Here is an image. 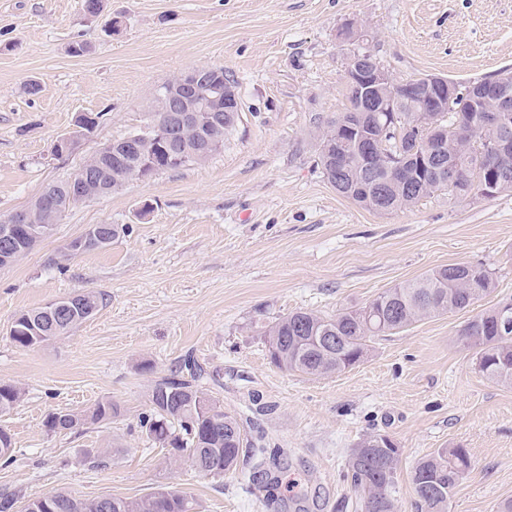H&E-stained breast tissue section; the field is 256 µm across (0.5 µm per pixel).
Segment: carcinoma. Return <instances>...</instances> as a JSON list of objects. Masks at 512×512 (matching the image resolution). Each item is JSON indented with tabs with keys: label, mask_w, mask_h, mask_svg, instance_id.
Instances as JSON below:
<instances>
[{
	"label": "carcinoma",
	"mask_w": 512,
	"mask_h": 512,
	"mask_svg": "<svg viewBox=\"0 0 512 512\" xmlns=\"http://www.w3.org/2000/svg\"><path fill=\"white\" fill-rule=\"evenodd\" d=\"M230 81L224 67H214L208 82L194 92L192 102L207 119L209 99L216 96L213 84ZM410 78L395 80L386 95L395 103L392 112H360L351 93H346L344 111L322 119L315 126L317 165L328 184L342 197L357 206L381 215L409 209L422 198L437 191L448 192V199L484 197L481 185L495 183V193L512 192V153L497 154L494 141L512 139L509 128L488 130L476 128V116L498 106L490 97L480 103L470 101V85L460 86V96L448 104L445 112H431L427 134L448 127L453 131L441 140L443 154L421 169L407 154L411 118L421 108L414 95ZM170 102L155 93L147 124L166 121ZM222 120L211 125V133L222 139L233 130L238 113L223 112ZM345 124L350 132L343 149L336 142V124ZM139 150L116 156L112 145L103 144L95 161L86 169L95 179V197L106 196L130 180L137 179L138 168L150 160L162 164L165 151L190 149L202 161L214 151L200 141L190 126L165 131L157 138L152 131L134 132ZM375 144L377 156L369 158L363 146ZM458 173V181L448 187V167ZM44 218L37 216L33 224H15L11 228L13 244L24 248L32 236L43 234ZM112 233L117 239L126 232L119 224H91L75 240L85 245L72 251L64 246L61 259L100 249L97 235ZM495 290V282L482 266L449 264L418 278L398 283L380 292L367 305L347 308L334 316L312 311L290 312L260 327L271 362L286 371L310 377L338 374L365 359L369 343L380 336L391 335L419 321L465 310ZM68 307L53 308L46 304L19 314L12 323L10 338L20 348L46 344L69 334L94 317L104 303V295L88 290L71 294ZM461 343L475 351L479 371L489 381L512 385V317H498L495 309L469 319L459 331ZM311 336H333V346L323 342L306 343ZM186 374L156 382L151 391L148 414L140 427L147 439L161 448H171L179 457L200 467L206 477L220 478L236 470L240 457L252 451L265 458L267 449L255 447L242 421L224 412L203 389L204 369L193 360L184 364ZM23 391L13 384H0V414L14 408ZM120 407L100 401L83 411H60L49 416L46 426L53 432L72 431L119 416ZM399 456L389 448L352 449L346 462L344 477L361 500L362 512H397V472ZM472 468L465 448H438L420 458L411 472L417 512H449L460 480ZM21 512H197V503L177 489H160L139 498L102 496L85 501L67 492L54 491L28 500Z\"/></svg>",
	"instance_id": "cac0c4a2"
}]
</instances>
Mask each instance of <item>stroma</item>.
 Segmentation results:
<instances>
[{
	"label": "stroma",
	"mask_w": 512,
	"mask_h": 512,
	"mask_svg": "<svg viewBox=\"0 0 512 512\" xmlns=\"http://www.w3.org/2000/svg\"><path fill=\"white\" fill-rule=\"evenodd\" d=\"M351 21L374 33L372 50L399 80L468 82L512 68V0H103L94 17L82 0H0V215L143 127L174 76L221 66L240 97L235 129L207 162L70 208L53 236L0 268V382L24 391L0 414L14 448L0 494L134 498L169 487L199 512H361L343 471L361 440L381 434L400 453L399 512H414L417 460L445 447L473 459L451 512H493L512 498V386L486 380L458 339L469 318L512 301V193L458 203L438 191L388 215L336 193L313 132L345 108L358 45L340 31ZM76 40L89 45L78 57ZM88 113L100 116L94 135L53 156ZM92 224L129 231L50 265ZM455 263L482 264L495 290L374 340L330 377L270 364L259 326L298 310L333 315ZM82 289L106 295L93 318L45 345L11 341L16 315ZM189 354L225 412L277 449L261 472L244 462L201 476L142 432L154 383ZM101 400L120 415L70 433L45 425Z\"/></svg>",
	"instance_id": "1"
}]
</instances>
